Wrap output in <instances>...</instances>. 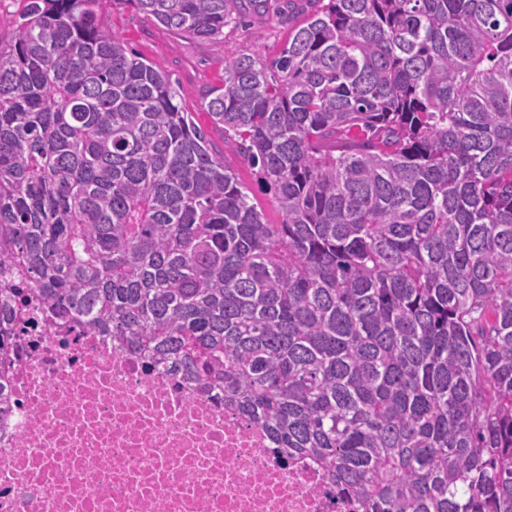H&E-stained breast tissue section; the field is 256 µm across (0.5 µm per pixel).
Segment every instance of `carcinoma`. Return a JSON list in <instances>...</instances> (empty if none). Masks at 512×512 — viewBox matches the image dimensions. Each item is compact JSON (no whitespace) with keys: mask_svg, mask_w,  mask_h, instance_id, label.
I'll return each instance as SVG.
<instances>
[{"mask_svg":"<svg viewBox=\"0 0 512 512\" xmlns=\"http://www.w3.org/2000/svg\"><path fill=\"white\" fill-rule=\"evenodd\" d=\"M317 2L205 103L270 224L102 0H29L0 44V274L223 387L364 512H512V0ZM224 163L235 171L241 183L251 188L254 203L263 212L266 221L270 224H279L282 221L281 212L271 195L265 194L258 189L253 172L246 162L236 153L226 151L224 153Z\"/></svg>","mask_w":512,"mask_h":512,"instance_id":"obj_1","label":"carcinoma"}]
</instances>
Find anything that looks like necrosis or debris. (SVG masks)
<instances>
[{
  "mask_svg": "<svg viewBox=\"0 0 512 512\" xmlns=\"http://www.w3.org/2000/svg\"><path fill=\"white\" fill-rule=\"evenodd\" d=\"M0 358V512H361L223 390L151 365L40 297Z\"/></svg>",
  "mask_w": 512,
  "mask_h": 512,
  "instance_id": "obj_1",
  "label": "necrosis or debris"
}]
</instances>
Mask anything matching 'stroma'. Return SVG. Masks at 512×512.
<instances>
[{
    "mask_svg": "<svg viewBox=\"0 0 512 512\" xmlns=\"http://www.w3.org/2000/svg\"><path fill=\"white\" fill-rule=\"evenodd\" d=\"M315 8L314 0H268L267 9L247 11L242 22L229 24L223 36L212 40L167 29L118 2L108 8L112 27L127 46L177 82L180 106L192 113L213 149L223 153L225 164L235 171L241 183L253 188L254 201L271 224L282 220L275 201L271 195L255 190L254 175L246 162L225 150L224 133L213 126L204 101L207 92L221 84L225 61L248 48L268 60L277 57L290 26L303 23Z\"/></svg>",
    "mask_w": 512,
    "mask_h": 512,
    "instance_id": "1",
    "label": "stroma"
}]
</instances>
